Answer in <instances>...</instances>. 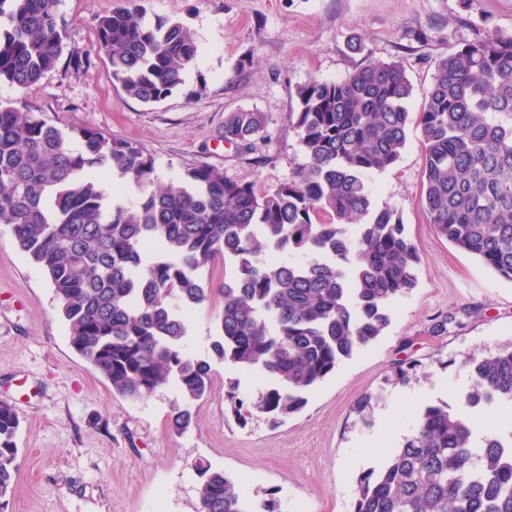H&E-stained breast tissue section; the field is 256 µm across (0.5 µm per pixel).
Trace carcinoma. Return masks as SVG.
<instances>
[{"mask_svg": "<svg viewBox=\"0 0 512 512\" xmlns=\"http://www.w3.org/2000/svg\"><path fill=\"white\" fill-rule=\"evenodd\" d=\"M146 0L96 23V44L126 97L154 105L185 83L198 44L177 20L145 21ZM61 0H0V83L21 88L53 71L66 51ZM398 61H373L341 81L296 86L297 129L309 161L263 193L207 164L176 182L129 140L92 128L64 131L0 102V224L46 273L72 349L130 400L174 387L170 424L183 433L213 390L211 365L187 349L192 314L219 292L216 357L264 378L244 400L280 423L344 360L376 340L394 302L417 285L422 256L401 214L374 202L372 178L394 166L416 126L423 148L422 205L438 238L512 281V36L490 33L438 60L416 115ZM264 113L224 116V141L250 148ZM116 173L139 191L110 194ZM224 259V287L198 271ZM471 385L453 410L424 407L386 461L361 473L350 512H512V447L488 434L473 444L466 411L512 402V348L466 360ZM416 364L386 383L406 385ZM383 391L354 404L370 426ZM20 421L0 401V512L11 494ZM200 512H253L245 490L200 463Z\"/></svg>", "mask_w": 512, "mask_h": 512, "instance_id": "cac0c4a2", "label": "carcinoma"}]
</instances>
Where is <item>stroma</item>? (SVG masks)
Listing matches in <instances>:
<instances>
[{
	"mask_svg": "<svg viewBox=\"0 0 512 512\" xmlns=\"http://www.w3.org/2000/svg\"><path fill=\"white\" fill-rule=\"evenodd\" d=\"M124 0H63L68 59L39 83L0 84V101L23 106L64 130L94 128L126 139L155 160L162 180L208 164L266 190L288 181L307 156L288 121L293 91L312 79L340 80L371 61L403 64L420 106L436 62L495 31L512 35V0H147L150 20L177 19L193 33L199 60L185 84L147 107L126 97L98 53L95 26ZM266 116L264 139L246 150L222 138L225 113ZM423 153L409 130L396 165L374 176L377 205L395 207L423 261L418 284L392 307L383 335L361 348L308 397L295 417L271 425L238 421L224 399L261 387L252 371L213 358L220 294L197 309L189 349L211 360L213 390L195 426H170L179 395L165 388L132 401L69 344L46 274L0 224V400L24 399L15 483L0 512H196L193 464L210 463L247 489L253 506L278 512H350L358 476L379 466L413 427L420 408L456 404L471 384L464 360L512 344V282L436 237L420 202ZM453 315L446 332L436 329ZM417 360L418 378L385 386L395 363ZM384 390L373 426L355 422L364 393Z\"/></svg>",
	"mask_w": 512,
	"mask_h": 512,
	"instance_id": "stroma-1",
	"label": "stroma"
}]
</instances>
